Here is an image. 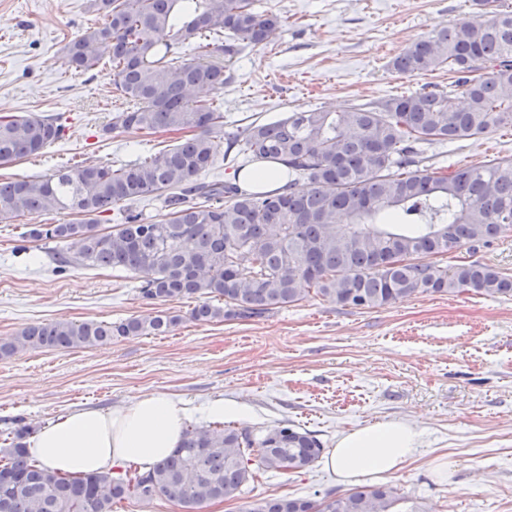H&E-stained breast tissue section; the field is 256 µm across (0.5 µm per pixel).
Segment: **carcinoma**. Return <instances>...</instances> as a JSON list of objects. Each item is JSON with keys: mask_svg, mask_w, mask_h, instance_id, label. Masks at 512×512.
<instances>
[{"mask_svg": "<svg viewBox=\"0 0 512 512\" xmlns=\"http://www.w3.org/2000/svg\"><path fill=\"white\" fill-rule=\"evenodd\" d=\"M103 16L65 48L78 71L112 58V85L126 108L102 132L165 130L193 135L116 169L65 167L38 180L0 182V221L56 211L60 224L27 235L58 241L61 266L110 267L142 275L150 300L196 298L197 322L262 317L310 292L342 306L380 308L416 294L512 297V276L492 265L443 261L452 249L488 246L512 230V159L440 174L425 148L512 128V11L462 19L389 61L414 76L448 67V92L424 91L341 112L294 111L227 135L235 156L288 168V183L249 192L231 180L202 181L216 163L213 138L224 112L212 97L232 83L225 58L266 41L280 26L253 0H88ZM57 118L0 116V165L36 156L61 138ZM304 180L303 193L293 186ZM158 200L163 223L113 207ZM224 301V306L212 300ZM181 321L164 312L119 323L32 324L0 337V359L26 350L102 347L119 336L163 334ZM22 435L0 458V512H114L128 499L164 496L181 512L236 498L262 470L300 473L323 446L307 430L278 426L256 435L221 422L187 429L174 451L146 471L54 473L27 453ZM392 486L321 499L273 496L249 512H402Z\"/></svg>", "mask_w": 512, "mask_h": 512, "instance_id": "carcinoma-1", "label": "carcinoma"}]
</instances>
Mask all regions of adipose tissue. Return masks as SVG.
Wrapping results in <instances>:
<instances>
[{
  "label": "adipose tissue",
  "instance_id": "1",
  "mask_svg": "<svg viewBox=\"0 0 512 512\" xmlns=\"http://www.w3.org/2000/svg\"><path fill=\"white\" fill-rule=\"evenodd\" d=\"M192 415L183 400L150 393L124 407L62 415L32 435L27 448L31 457L59 474L107 472L127 463L148 468L177 448ZM422 443L416 424L388 420L343 432L324 465L342 484L376 479L395 472Z\"/></svg>",
  "mask_w": 512,
  "mask_h": 512
}]
</instances>
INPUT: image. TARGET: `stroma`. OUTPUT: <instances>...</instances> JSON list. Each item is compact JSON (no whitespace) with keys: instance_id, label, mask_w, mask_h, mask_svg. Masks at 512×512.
Masks as SVG:
<instances>
[{"instance_id":"stroma-1","label":"stroma","mask_w":512,"mask_h":512,"mask_svg":"<svg viewBox=\"0 0 512 512\" xmlns=\"http://www.w3.org/2000/svg\"><path fill=\"white\" fill-rule=\"evenodd\" d=\"M282 25L234 58L232 84L216 94L225 132L269 123L294 110L338 111L418 91L447 90L441 69L414 77L390 71L403 49L433 31L483 13L476 0H256ZM88 0H0V115H56L66 135L35 157L0 166V180L39 178L93 162L112 168L171 145L178 134L136 129L103 135L123 108L112 91V63L68 69L65 45L98 24ZM437 167L512 159V128L428 148ZM63 214L0 223V336L28 325L88 320L118 323L179 314L162 336H128L106 347L27 351L0 360V441L37 431L82 408H115L147 393H170L202 409L233 400L236 420L255 433L284 424L311 431L332 449L345 431L412 420L424 431L419 455L385 477L419 512H512V298L418 294L377 309L342 307L309 295L262 318L201 323L194 300L144 299L138 275L72 265L58 270L62 246L27 237L29 224ZM456 462L447 484L433 459ZM323 462L300 473L258 472L234 499L202 512H248L271 495L346 493Z\"/></svg>"}]
</instances>
